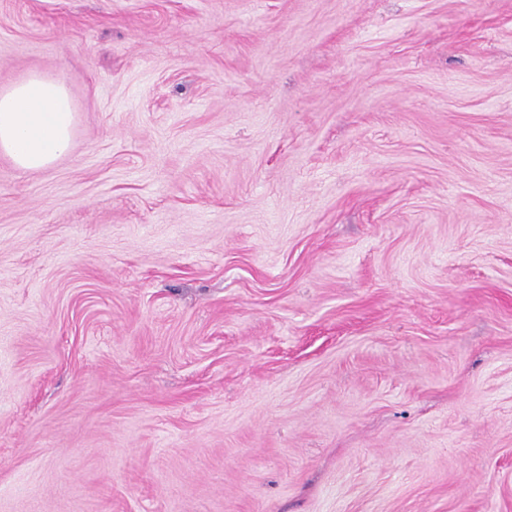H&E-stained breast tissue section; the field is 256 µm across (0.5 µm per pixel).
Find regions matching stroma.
I'll return each mask as SVG.
<instances>
[{"instance_id": "35a3bbf8", "label": "stroma", "mask_w": 512, "mask_h": 512, "mask_svg": "<svg viewBox=\"0 0 512 512\" xmlns=\"http://www.w3.org/2000/svg\"><path fill=\"white\" fill-rule=\"evenodd\" d=\"M34 70L0 512H512V0H0ZM75 111L58 78L31 73L0 87V153L23 172L41 171L70 153Z\"/></svg>"}]
</instances>
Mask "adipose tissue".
I'll return each mask as SVG.
<instances>
[{"instance_id":"ef3b65f1","label":"adipose tissue","mask_w":512,"mask_h":512,"mask_svg":"<svg viewBox=\"0 0 512 512\" xmlns=\"http://www.w3.org/2000/svg\"><path fill=\"white\" fill-rule=\"evenodd\" d=\"M75 111L66 85L32 73L0 87V153L24 172L41 171L69 154Z\"/></svg>"}]
</instances>
